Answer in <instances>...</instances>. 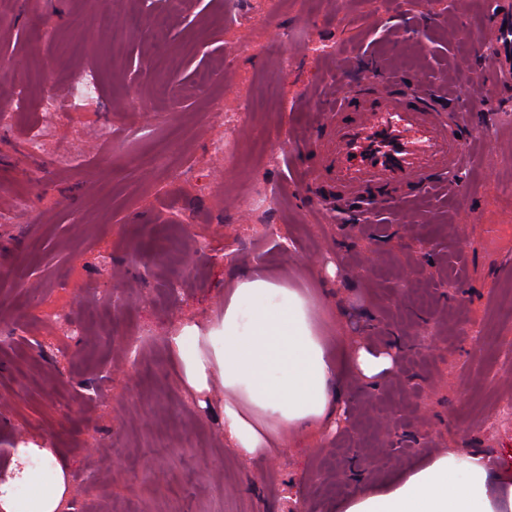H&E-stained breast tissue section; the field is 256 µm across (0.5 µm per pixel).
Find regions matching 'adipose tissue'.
Wrapping results in <instances>:
<instances>
[{
    "mask_svg": "<svg viewBox=\"0 0 512 512\" xmlns=\"http://www.w3.org/2000/svg\"><path fill=\"white\" fill-rule=\"evenodd\" d=\"M173 343L197 390L219 376L227 395L224 430L246 452L269 444L259 420L307 429L340 399L350 372L371 377L392 365L363 349L333 355L305 298L257 270L230 283L220 321L204 331L185 327ZM63 491L57 480L25 502L6 493L0 512H60ZM336 512H512V478L491 480L482 458L444 455L392 478L384 492L352 495Z\"/></svg>",
    "mask_w": 512,
    "mask_h": 512,
    "instance_id": "1",
    "label": "adipose tissue"
}]
</instances>
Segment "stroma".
I'll return each instance as SVG.
<instances>
[{"mask_svg":"<svg viewBox=\"0 0 512 512\" xmlns=\"http://www.w3.org/2000/svg\"><path fill=\"white\" fill-rule=\"evenodd\" d=\"M497 10L282 0L268 16L263 0H184L171 15L162 0H0V110L13 114L0 128V446L35 447L29 494L61 471L63 512H334L433 455L479 454L492 476L512 475V416L493 411L512 395V320L499 315L512 300V72L471 39ZM131 12L140 23L118 48L103 31L82 42L103 14L118 25ZM159 21L173 59L161 76ZM283 38L285 68L269 52ZM368 66L409 93L447 78L432 105L472 111L460 133L471 160L457 194L411 204L390 190L363 222L343 207L325 222L314 143ZM85 75L98 100L36 110ZM256 267L307 296L335 351L395 364L350 374L340 410L307 430L267 427L270 447L245 455L224 434L223 387H192L169 339L223 317L227 284ZM44 312L78 325L68 346Z\"/></svg>","mask_w":512,"mask_h":512,"instance_id":"1","label":"stroma"}]
</instances>
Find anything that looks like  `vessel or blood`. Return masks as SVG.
Here are the masks:
<instances>
[{
    "instance_id": "vessel-or-blood-1",
    "label": "vessel or blood",
    "mask_w": 512,
    "mask_h": 512,
    "mask_svg": "<svg viewBox=\"0 0 512 512\" xmlns=\"http://www.w3.org/2000/svg\"><path fill=\"white\" fill-rule=\"evenodd\" d=\"M494 31L507 52L500 63L512 69V0H504ZM330 134L321 146L329 161L320 172L340 201L355 200L365 208L384 205L382 195H369L374 185L395 190L415 186L423 192H457L454 176L469 161L459 139L426 100L393 88L346 95L330 115Z\"/></svg>"
}]
</instances>
